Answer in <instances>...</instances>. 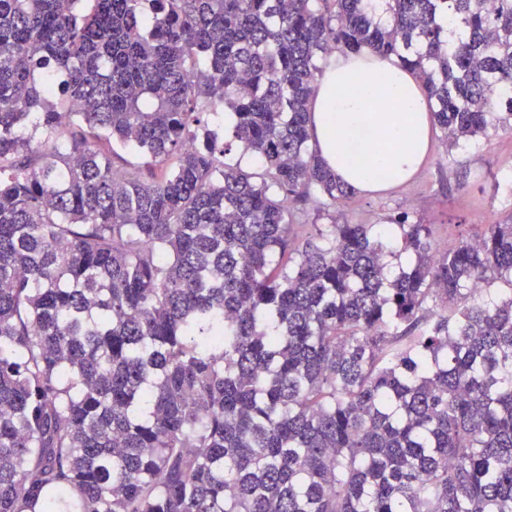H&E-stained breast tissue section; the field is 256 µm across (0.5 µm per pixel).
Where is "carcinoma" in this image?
<instances>
[{
    "instance_id": "obj_1",
    "label": "carcinoma",
    "mask_w": 512,
    "mask_h": 512,
    "mask_svg": "<svg viewBox=\"0 0 512 512\" xmlns=\"http://www.w3.org/2000/svg\"><path fill=\"white\" fill-rule=\"evenodd\" d=\"M80 2L0 0V512H512V224L290 249L352 193L321 61L397 58L478 145L512 0Z\"/></svg>"
}]
</instances>
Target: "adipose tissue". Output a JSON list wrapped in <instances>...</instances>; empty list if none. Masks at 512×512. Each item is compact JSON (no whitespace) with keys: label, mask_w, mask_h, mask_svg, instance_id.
I'll return each mask as SVG.
<instances>
[{"label":"adipose tissue","mask_w":512,"mask_h":512,"mask_svg":"<svg viewBox=\"0 0 512 512\" xmlns=\"http://www.w3.org/2000/svg\"><path fill=\"white\" fill-rule=\"evenodd\" d=\"M432 128L422 85L393 57L334 55L311 103L321 159L359 193L408 181L431 146Z\"/></svg>","instance_id":"obj_1"}]
</instances>
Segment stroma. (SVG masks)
Returning <instances> with one entry per match:
<instances>
[{
	"mask_svg": "<svg viewBox=\"0 0 512 512\" xmlns=\"http://www.w3.org/2000/svg\"><path fill=\"white\" fill-rule=\"evenodd\" d=\"M308 223L390 224L400 216L429 225L440 251L488 224L512 219V135L498 132L478 150L450 148L435 133L425 163L410 182L380 194H353L330 209L302 206Z\"/></svg>",
	"mask_w": 512,
	"mask_h": 512,
	"instance_id": "35a3bbf8",
	"label": "stroma"
}]
</instances>
